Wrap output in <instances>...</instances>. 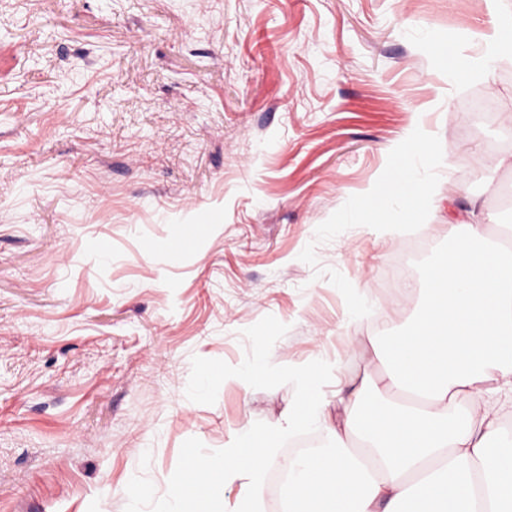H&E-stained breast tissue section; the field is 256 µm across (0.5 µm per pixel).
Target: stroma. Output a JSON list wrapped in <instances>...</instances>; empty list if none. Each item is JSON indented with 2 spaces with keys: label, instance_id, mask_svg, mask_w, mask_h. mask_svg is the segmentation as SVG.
I'll list each match as a JSON object with an SVG mask.
<instances>
[{
  "label": "stroma",
  "instance_id": "stroma-1",
  "mask_svg": "<svg viewBox=\"0 0 512 512\" xmlns=\"http://www.w3.org/2000/svg\"><path fill=\"white\" fill-rule=\"evenodd\" d=\"M512 0H0V512H158L185 451L297 409L294 371L379 378L471 200L512 222V58L428 51ZM452 188L352 209L409 138ZM199 225L190 251L170 227ZM221 367L213 385L205 371Z\"/></svg>",
  "mask_w": 512,
  "mask_h": 512
}]
</instances>
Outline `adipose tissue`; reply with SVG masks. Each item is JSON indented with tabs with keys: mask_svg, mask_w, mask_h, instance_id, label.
<instances>
[{
	"mask_svg": "<svg viewBox=\"0 0 512 512\" xmlns=\"http://www.w3.org/2000/svg\"><path fill=\"white\" fill-rule=\"evenodd\" d=\"M480 39L483 56L455 61L471 79L512 53V19L498 20ZM396 159L403 177L384 181L381 192L405 199L413 219L436 183L420 182L410 198L406 185L417 180L419 164L441 161L421 143ZM482 235V225H460L454 245L428 263L416 322L371 349L386 369L384 388L412 395L417 406L384 401V388L363 375L328 427L334 451L289 462V512H512V429L500 422L503 405H512V247L478 246ZM333 372L300 374L302 415L286 414L265 432L242 429L222 457L197 458L193 480L175 485L166 512H224L220 488L245 475L250 493L235 512H253L270 449L320 421V386Z\"/></svg>",
	"mask_w": 512,
	"mask_h": 512,
	"instance_id": "obj_1",
	"label": "adipose tissue"
}]
</instances>
